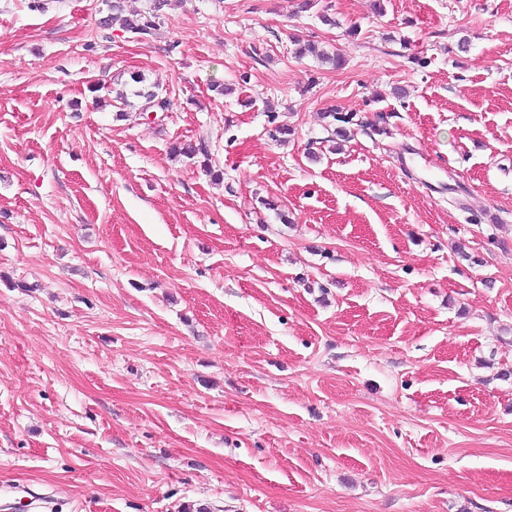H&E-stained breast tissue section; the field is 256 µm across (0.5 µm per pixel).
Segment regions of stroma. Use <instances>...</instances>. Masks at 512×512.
Listing matches in <instances>:
<instances>
[{
	"label": "stroma",
	"instance_id": "stroma-1",
	"mask_svg": "<svg viewBox=\"0 0 512 512\" xmlns=\"http://www.w3.org/2000/svg\"><path fill=\"white\" fill-rule=\"evenodd\" d=\"M299 2L0 0V512H512V0ZM171 0H153V7L147 15L136 14L131 16H122V6L119 0L112 1V15L103 20V23L109 25L114 21H120L123 28L127 31L140 36H148L154 29L156 19H160L164 8L170 6Z\"/></svg>",
	"mask_w": 512,
	"mask_h": 512
}]
</instances>
